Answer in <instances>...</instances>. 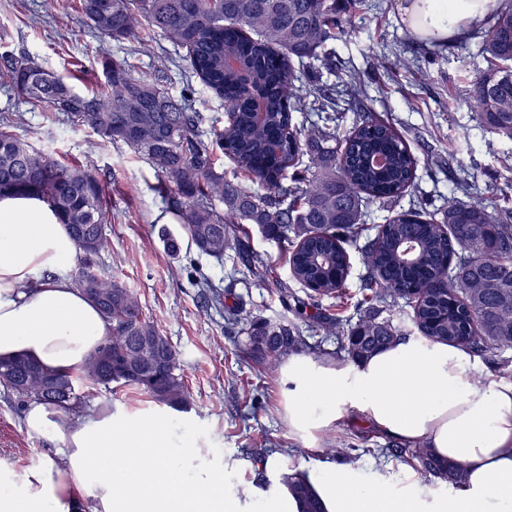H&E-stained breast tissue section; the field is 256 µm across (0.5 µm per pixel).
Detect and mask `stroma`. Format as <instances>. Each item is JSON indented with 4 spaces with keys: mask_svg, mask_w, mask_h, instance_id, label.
Listing matches in <instances>:
<instances>
[{
    "mask_svg": "<svg viewBox=\"0 0 512 512\" xmlns=\"http://www.w3.org/2000/svg\"><path fill=\"white\" fill-rule=\"evenodd\" d=\"M376 2L377 10L357 18L353 31L336 41L337 57L367 77L373 108L401 123L414 152L431 148L452 154L456 165L477 174L481 183H497L502 166L496 136L480 130L464 98H448L449 84L465 89L467 78L482 67L474 40L464 36L438 44V57L426 84H417L404 70L396 80L374 81L372 75L381 58L406 53L417 43L401 20L406 0ZM102 42L112 57L130 62L138 74L152 75L160 64H167L168 86L172 93L181 94L185 70L170 43L158 38L106 41L87 26L81 14L56 15L50 0H0V54L28 55L60 75L67 74L72 60H79L83 85L88 88L103 78L96 57ZM4 113L13 116L28 141L42 152L72 159L92 156L112 208L97 268L133 294L146 319L176 348L190 391L187 410L173 412L135 388L80 381L76 392L84 410L106 406L116 419L128 423L143 415H171L172 441L191 430L208 461L230 463L229 484L268 497L281 491L278 476L258 473L250 455L254 448H270L285 471L305 468L328 456L330 449L351 447L357 451L355 467L385 464L396 478L423 480L435 490H446V482L424 479L409 466L395 452L393 438L373 429L358 412H348L312 448L289 431L281 406L279 368L267 369L250 359L244 336L225 333L223 312L206 307L199 288L205 281L228 287V302L242 304L247 314L282 320L288 312L279 298V287H289L296 294L302 288L292 281L276 243L257 233L251 238L252 248L272 269L266 282L230 284L233 253L219 260L182 240L181 227L155 192V172L144 159L126 146L101 140L90 127L47 119L21 96L0 87V115ZM164 228L180 236L178 252L165 249L160 239ZM22 419L14 396L0 386V469L18 474L57 458L63 446L60 440L28 433Z\"/></svg>",
    "mask_w": 512,
    "mask_h": 512,
    "instance_id": "35a3bbf8",
    "label": "stroma"
}]
</instances>
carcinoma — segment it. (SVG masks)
Here are the masks:
<instances>
[{"label": "carcinoma", "instance_id": "1", "mask_svg": "<svg viewBox=\"0 0 512 512\" xmlns=\"http://www.w3.org/2000/svg\"><path fill=\"white\" fill-rule=\"evenodd\" d=\"M97 3L52 0L57 13L78 12L112 40L146 29L170 43L188 64V83L224 101V126L203 137L201 114L190 95L170 93L167 70L138 75L103 46L97 60L104 81L90 94L25 55L0 59V84L145 159L156 173L155 191L198 251L219 259L233 250L252 276L263 279L266 268L253 258L247 226L284 248L291 277L305 294L293 309L300 325L245 319L239 304H225L222 289L204 284L205 299L224 306L229 328L247 320L239 333L248 336L246 353L255 362L271 368L308 348L306 337L321 334L336 336V356L349 362L409 333L484 355L512 349V177L498 188L501 204L479 190L477 175L428 152L427 165L448 167L452 187L431 211L417 199L418 156L395 123L364 103L360 76L330 48L362 10L372 8L368 0H111L108 17L100 16ZM475 38L484 67L465 102L483 128L511 146L512 0H496ZM434 61L435 52L421 45L394 62L381 59L379 67L385 75L405 68L425 83ZM316 62L329 78L315 70ZM222 155L240 179H225ZM4 183L44 202L65 225L78 250L74 283L111 325L84 378L133 386L160 405L186 408L190 392L177 350L165 339L152 363L132 361L142 337L157 330L126 288L96 270L110 214L96 166L35 149L5 115ZM407 195L408 209L367 225L372 206ZM351 248L365 267L366 308L354 324L331 314L345 295ZM398 305L401 319L380 317ZM307 307L314 313L306 314ZM105 350L110 356L102 361ZM0 384L20 405L40 401L68 413L79 408L73 375L48 374L24 358L0 361ZM399 453L425 476L462 482L459 466L421 444L404 443ZM281 482L301 512H322L300 474L285 473Z\"/></svg>", "mask_w": 512, "mask_h": 512}]
</instances>
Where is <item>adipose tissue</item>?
I'll return each instance as SVG.
<instances>
[{
  "instance_id": "obj_1",
  "label": "adipose tissue",
  "mask_w": 512,
  "mask_h": 512,
  "mask_svg": "<svg viewBox=\"0 0 512 512\" xmlns=\"http://www.w3.org/2000/svg\"><path fill=\"white\" fill-rule=\"evenodd\" d=\"M491 0H408L403 21L419 39L466 35ZM77 247L40 200L0 198V359L24 357L50 374L82 371L111 332L68 271ZM54 270L47 282L37 273ZM471 354L406 338L360 362L297 355L281 369L289 427L307 443L351 410L399 440L421 443L465 477L438 494L384 470L361 473L322 460L304 469L323 512H512V382H477ZM29 433L60 438V459L22 474L0 472V512H299L288 490L274 497L226 494L224 472L206 463L190 433L170 420L134 427L111 411L81 417L40 403L24 414Z\"/></svg>"
}]
</instances>
